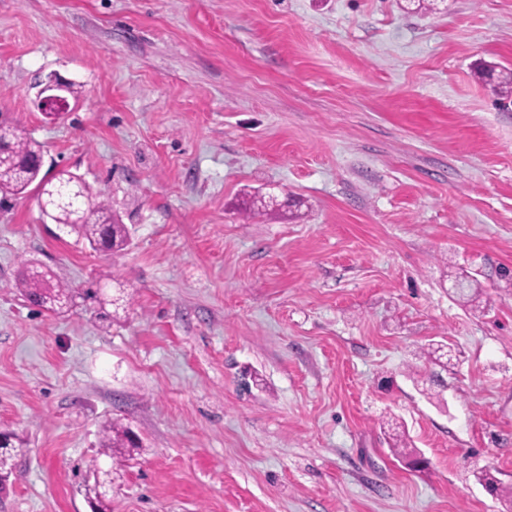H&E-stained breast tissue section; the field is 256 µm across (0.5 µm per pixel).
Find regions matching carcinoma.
<instances>
[{"instance_id":"carcinoma-1","label":"carcinoma","mask_w":512,"mask_h":512,"mask_svg":"<svg viewBox=\"0 0 512 512\" xmlns=\"http://www.w3.org/2000/svg\"><path fill=\"white\" fill-rule=\"evenodd\" d=\"M486 77L496 83L502 93H512V72L486 71ZM6 150L0 153V194L18 195L29 186L36 185L41 198L42 211L55 223L68 229L78 238L88 242L94 250L120 251L128 246L130 234L126 225L112 213L111 206L76 174L60 170L54 174L30 164L42 155L41 145L22 135L12 126H0V143ZM16 287L33 306L55 314L69 312L75 305L71 289L61 283L55 274L34 262H26L20 272ZM394 441L391 452L403 459H413L417 450L410 447L404 427L392 420L388 422ZM18 438L10 434L0 441V475L9 477L13 472V454ZM137 444L129 428L108 420L100 430V454L113 457L123 448H135ZM94 483L88 487L87 497L95 503L97 512H112L108 497L112 488V470H102L93 464ZM480 483L498 497L512 498V487L502 485L489 469L479 472Z\"/></svg>"}]
</instances>
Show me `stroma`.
<instances>
[{
  "mask_svg": "<svg viewBox=\"0 0 512 512\" xmlns=\"http://www.w3.org/2000/svg\"><path fill=\"white\" fill-rule=\"evenodd\" d=\"M405 5L0 0V124L132 231L98 252L36 188L0 201V512H90L96 458L112 512H507L475 474L512 479V102L480 74L512 0ZM27 260L72 311L25 300ZM109 419L140 447L99 458ZM68 81L62 80L57 77H50L43 93L46 91H54L55 93L46 95L41 105L46 112H60L68 105V99L65 95L67 93ZM390 431L392 432V439L394 441L393 448H391V452L395 455L400 456L402 459H414L417 456L416 448H410L411 443L408 441L406 437L405 429L398 423L396 420H391L387 422ZM414 462L417 463V458L414 459Z\"/></svg>",
  "mask_w": 512,
  "mask_h": 512,
  "instance_id": "1",
  "label": "stroma"
}]
</instances>
